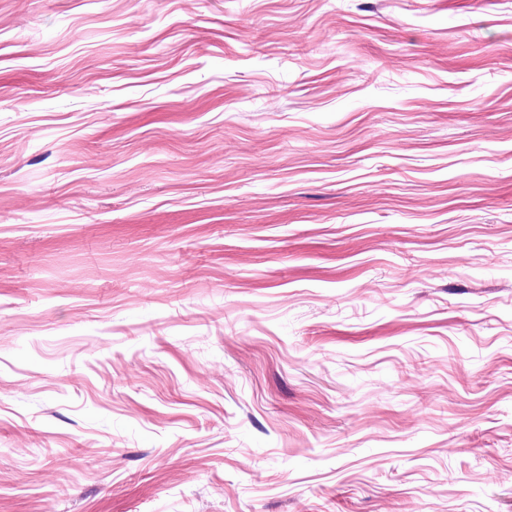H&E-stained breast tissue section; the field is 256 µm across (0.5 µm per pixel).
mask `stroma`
Wrapping results in <instances>:
<instances>
[{"mask_svg": "<svg viewBox=\"0 0 512 512\" xmlns=\"http://www.w3.org/2000/svg\"><path fill=\"white\" fill-rule=\"evenodd\" d=\"M0 512H512V0H0Z\"/></svg>", "mask_w": 512, "mask_h": 512, "instance_id": "1", "label": "stroma"}]
</instances>
